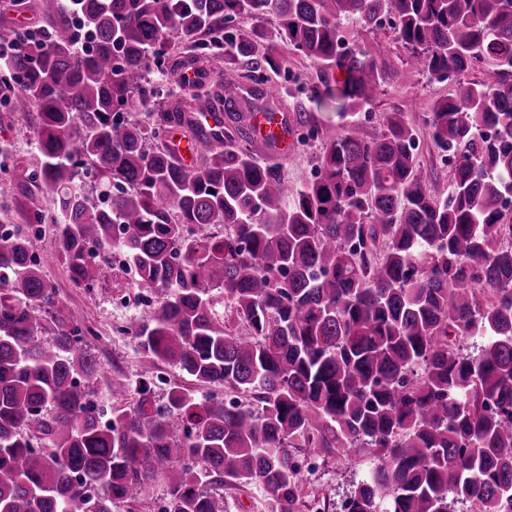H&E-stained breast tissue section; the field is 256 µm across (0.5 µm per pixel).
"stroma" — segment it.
Wrapping results in <instances>:
<instances>
[{
  "instance_id": "1",
  "label": "stroma",
  "mask_w": 512,
  "mask_h": 512,
  "mask_svg": "<svg viewBox=\"0 0 512 512\" xmlns=\"http://www.w3.org/2000/svg\"><path fill=\"white\" fill-rule=\"evenodd\" d=\"M57 3L58 0H0V38L11 39L15 32L23 29L47 28ZM455 86L452 80L430 83L400 79L386 88L369 111L361 113L360 120L376 128L385 113L404 112L417 125L419 160L440 184H447L450 168L434 148L425 118L430 102L448 94ZM283 109L290 118H309L320 129L322 139L330 138L346 126L345 118L334 107L317 105L301 92L288 97ZM35 129L33 113L14 112L0 104V224L28 223L36 208L49 205L40 183L21 189L8 174L9 168L15 166L38 169ZM320 151V142H310L282 157L283 177L289 193H296L312 178ZM40 251L43 269L58 290L65 315L90 330L87 342L94 350L100 369L86 382V389L101 409L109 411L131 404L136 398L135 386L146 357L136 336L115 333L114 328L128 324L141 311L138 301L141 289L136 279L119 267L111 279L93 287H72L56 257L55 233L50 226L44 229ZM293 454L301 468L308 512H343L347 498L371 470L372 458L361 448L317 459L307 457L298 448Z\"/></svg>"
}]
</instances>
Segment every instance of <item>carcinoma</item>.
<instances>
[{"instance_id": "carcinoma-1", "label": "carcinoma", "mask_w": 512, "mask_h": 512, "mask_svg": "<svg viewBox=\"0 0 512 512\" xmlns=\"http://www.w3.org/2000/svg\"><path fill=\"white\" fill-rule=\"evenodd\" d=\"M385 20L402 58L364 39ZM172 32L188 52L171 54ZM214 48L215 89L194 83L146 123L124 113ZM4 52L11 110L37 107L40 163L8 174L41 180L53 208L35 223L55 226L70 281L106 277L119 246L160 296L127 327L150 366L258 405L177 385L158 406L143 381L101 425L79 381L95 354L44 274L42 233L15 224L0 233V512H112L159 478L165 512H224V486L299 512L294 448L370 450L345 512H512V0H72ZM292 53L315 68L310 96L321 85L340 109L404 74L445 82L485 63L429 108L434 146L455 158L448 187L419 161L414 124L388 112L322 143L288 203L248 116ZM197 103L224 107V142L191 123ZM175 128L198 141L197 168L159 142ZM468 338L479 356L462 355Z\"/></svg>"}]
</instances>
